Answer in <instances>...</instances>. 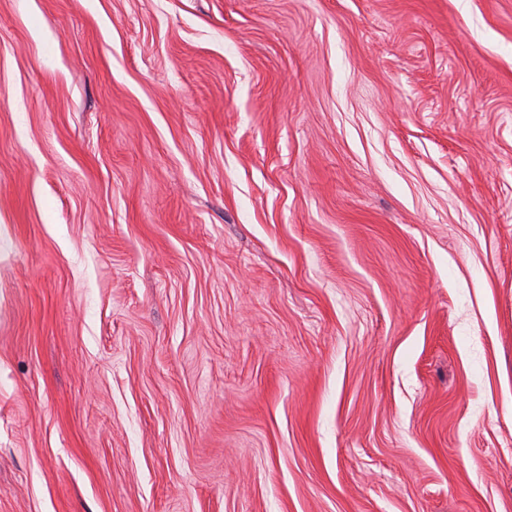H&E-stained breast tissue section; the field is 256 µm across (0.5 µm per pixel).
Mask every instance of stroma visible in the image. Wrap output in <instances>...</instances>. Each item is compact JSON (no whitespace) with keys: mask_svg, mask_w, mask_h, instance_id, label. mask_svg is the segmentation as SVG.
<instances>
[{"mask_svg":"<svg viewBox=\"0 0 512 512\" xmlns=\"http://www.w3.org/2000/svg\"><path fill=\"white\" fill-rule=\"evenodd\" d=\"M0 512H512V0H0Z\"/></svg>","mask_w":512,"mask_h":512,"instance_id":"stroma-1","label":"stroma"}]
</instances>
